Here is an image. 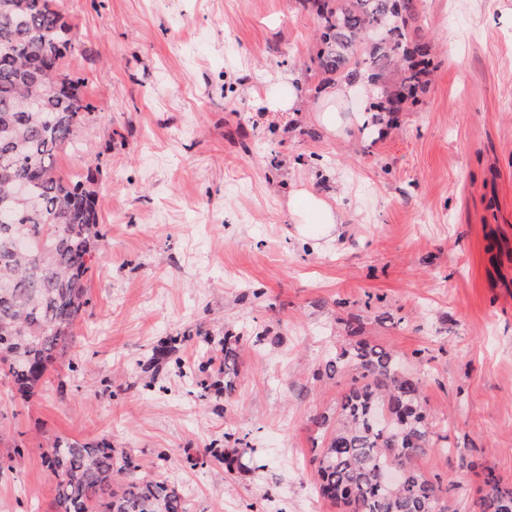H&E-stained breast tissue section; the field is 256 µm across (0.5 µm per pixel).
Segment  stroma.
Returning <instances> with one entry per match:
<instances>
[{
    "label": "stroma",
    "instance_id": "obj_1",
    "mask_svg": "<svg viewBox=\"0 0 512 512\" xmlns=\"http://www.w3.org/2000/svg\"><path fill=\"white\" fill-rule=\"evenodd\" d=\"M56 5L91 106L57 167L97 170L102 252L41 391L0 374V512H57L41 459L57 436L108 439L189 512H336L315 491V419L354 377L326 361L362 338L422 377L440 441L417 464L459 483L455 512L483 467L512 486V0H419L436 68L417 106L370 126L351 88L332 132L301 0ZM291 86L301 109L275 108ZM301 188L335 204L340 235L299 231ZM228 332L224 401L205 386ZM228 433L255 468L209 459ZM241 339V336L232 334L224 335V385L222 388L219 387L214 391L216 398L224 396V400H228L235 391V379L237 376L235 361L237 357V347Z\"/></svg>",
    "mask_w": 512,
    "mask_h": 512
}]
</instances>
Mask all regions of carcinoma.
<instances>
[{"instance_id": "cac0c4a2", "label": "carcinoma", "mask_w": 512, "mask_h": 512, "mask_svg": "<svg viewBox=\"0 0 512 512\" xmlns=\"http://www.w3.org/2000/svg\"><path fill=\"white\" fill-rule=\"evenodd\" d=\"M417 2L312 0L319 68L363 86L375 123L416 105L435 69L432 45L416 25ZM67 32L53 0H0V337L22 331L0 365L23 397L34 395L73 342L88 304L87 275L100 255L97 183L65 177L56 165L90 111L62 71L72 48ZM35 66L42 69L36 84L28 78ZM14 178L29 181L37 208L2 189ZM240 341L224 335V385L214 394L226 400L235 391ZM325 370L355 377L336 419H317L326 429L314 456L319 494L340 512H452L457 485L444 487L415 465L440 440L421 403L422 378L369 339L337 351ZM42 459L57 481L58 512H188L178 488L145 477L132 454L115 453L109 442L57 437ZM390 471L400 472V485L382 482ZM475 512H512V487L489 467Z\"/></svg>"}]
</instances>
